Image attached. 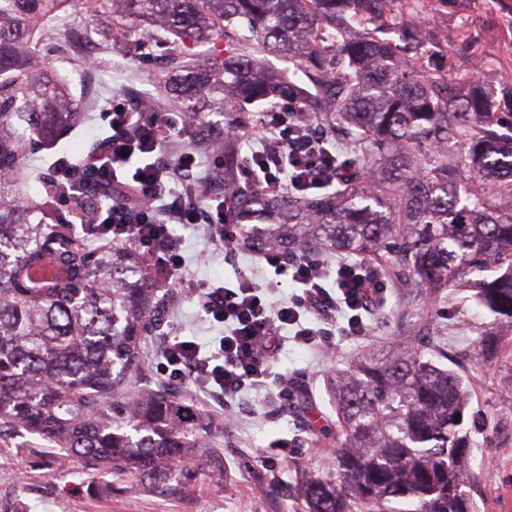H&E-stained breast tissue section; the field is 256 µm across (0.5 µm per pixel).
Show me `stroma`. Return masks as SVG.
Instances as JSON below:
<instances>
[{
    "instance_id": "stroma-1",
    "label": "stroma",
    "mask_w": 512,
    "mask_h": 512,
    "mask_svg": "<svg viewBox=\"0 0 512 512\" xmlns=\"http://www.w3.org/2000/svg\"><path fill=\"white\" fill-rule=\"evenodd\" d=\"M466 19L471 22L476 40L475 52L449 53V72L468 74L474 58L489 55L494 64L484 69L485 78L499 87L512 83V0H468L467 8L459 13L445 8L425 13L422 25L432 42L447 50L449 39L455 38ZM128 28L134 36L116 65L103 62L94 49L79 60L68 61L57 52L54 42L41 41L44 59L71 80L84 118L53 148L31 147L33 165L54 155L85 156L97 137L95 116L111 95L136 92L164 99V77L159 65L172 49L170 39H151L134 22ZM146 43L153 48L149 61L142 58L141 47ZM175 233L186 258V277L231 285L243 272L259 282L273 276L271 269L256 267L253 252L219 251L202 226L179 225ZM203 253L210 254L209 262H200ZM395 303L394 289H387L373 311L369 335L348 336L336 331L331 351L286 343L271 360L274 372L283 375L284 380L270 383L263 391L247 389L226 400L187 380L171 383V390L180 399L206 411L216 427L205 435L204 446L189 465L190 479L168 493L134 485L120 476L92 480L82 473L79 464L60 468L54 448L45 441L1 438L0 512H303L295 497L300 472L324 471L334 465L327 449L318 447L311 435L314 422L332 412L321 398L324 383L361 353L386 351L406 341L412 324L396 317ZM413 306L420 313L431 315L432 326L443 336L449 351L476 360V330L488 322L489 316L476 305L469 291L455 284L449 287L447 300L435 303L417 299ZM221 334V328L206 321L194 301L170 293L161 327L146 334L141 343L143 371L129 380L125 394L160 384L157 368L163 361L164 338L193 336L209 347ZM511 370L512 353L505 351L471 373L472 408L494 414L504 397ZM295 383L317 396L316 410L301 415L291 413L289 393ZM478 442L472 465L480 475L479 512H512V434L492 424ZM218 460L224 463V476L216 480L211 478L210 470Z\"/></svg>"
}]
</instances>
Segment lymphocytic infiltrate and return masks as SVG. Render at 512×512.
Returning a JSON list of instances; mask_svg holds the SVG:
<instances>
[{
    "instance_id": "obj_1",
    "label": "lymphocytic infiltrate",
    "mask_w": 512,
    "mask_h": 512,
    "mask_svg": "<svg viewBox=\"0 0 512 512\" xmlns=\"http://www.w3.org/2000/svg\"><path fill=\"white\" fill-rule=\"evenodd\" d=\"M255 118L258 146L234 176L241 189L304 191L335 181V145L305 124L292 104H276ZM99 120L106 134L97 148L77 162L56 158L42 178L56 188L59 205L93 208L89 239L132 246L168 287L195 300L208 321L223 326L218 348L209 355L193 338L167 340L161 371L169 380L188 376L230 397L273 379L270 360L283 328H291L295 343L307 348L329 346L341 317L350 335L369 334L371 292L380 282L358 261L332 265L319 253L289 258L262 251L258 258L274 270L275 281L262 285L245 273L233 286L185 278L175 225H205L225 250L238 243L223 189L206 196L199 192L202 167L223 166V155L172 106L145 110L132 97L116 94L103 105ZM104 198L112 201L105 209L98 205ZM282 276L296 287L285 300L279 297Z\"/></svg>"
}]
</instances>
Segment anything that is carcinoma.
I'll return each instance as SVG.
<instances>
[{
    "instance_id": "obj_1",
    "label": "carcinoma",
    "mask_w": 512,
    "mask_h": 512,
    "mask_svg": "<svg viewBox=\"0 0 512 512\" xmlns=\"http://www.w3.org/2000/svg\"><path fill=\"white\" fill-rule=\"evenodd\" d=\"M459 0H0V436L38 437L93 479L122 475L168 491L212 428L200 410L159 386L112 403L141 370L137 344L159 322L145 260L122 245L92 248L90 211L69 215L50 189L21 194L24 147L53 144L82 119L69 80L46 64L34 33L56 22L65 43L83 38L110 54L125 21L207 48L196 64L171 50V100L200 115L224 104L292 100L348 166L334 188L238 192L245 162L224 129L209 183L236 195L240 247L293 257L324 249L379 268L402 295L436 302L460 279L495 319L512 323V109L476 72L448 74L420 21ZM91 10L102 21L74 26ZM280 55L278 69L253 44ZM61 266L62 278L31 270ZM417 344L369 353L329 380L336 426L312 430L336 469L301 479L304 512H477L470 473L480 433L466 375L420 323ZM508 338L480 332L478 359ZM460 421H455V417Z\"/></svg>"
}]
</instances>
